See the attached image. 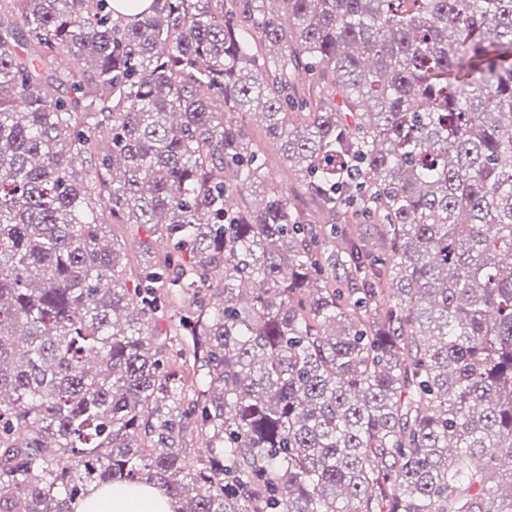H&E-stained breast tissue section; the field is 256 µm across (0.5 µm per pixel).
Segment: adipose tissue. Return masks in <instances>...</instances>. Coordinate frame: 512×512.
Returning a JSON list of instances; mask_svg holds the SVG:
<instances>
[{
	"mask_svg": "<svg viewBox=\"0 0 512 512\" xmlns=\"http://www.w3.org/2000/svg\"><path fill=\"white\" fill-rule=\"evenodd\" d=\"M74 512H172L171 499L155 486L112 483L91 488L73 504Z\"/></svg>",
	"mask_w": 512,
	"mask_h": 512,
	"instance_id": "obj_1",
	"label": "adipose tissue"
}]
</instances>
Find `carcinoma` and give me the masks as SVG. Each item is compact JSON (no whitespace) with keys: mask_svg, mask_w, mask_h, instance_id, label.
Returning a JSON list of instances; mask_svg holds the SVG:
<instances>
[{"mask_svg":"<svg viewBox=\"0 0 512 512\" xmlns=\"http://www.w3.org/2000/svg\"><path fill=\"white\" fill-rule=\"evenodd\" d=\"M112 2L0 0V512H512V0ZM255 146L264 153L273 184L286 191L291 204L299 211L304 222L308 224H324L332 218L326 213H320L302 190L293 173L288 171L282 162L280 153L265 136L261 124L253 123L248 128ZM111 234L114 241L118 240V242L124 241L128 247L132 246L134 249L137 248L138 244H141V248L139 250L138 255H144L142 249L145 244L148 245L150 251L158 252L160 251L161 238L157 236H152L149 231L145 228H138L136 225L130 226L129 224H112L111 226ZM74 512H172L171 499L155 486L112 483L91 487L73 503Z\"/></svg>","mask_w":512,"mask_h":512,"instance_id":"obj_1","label":"carcinoma"}]
</instances>
